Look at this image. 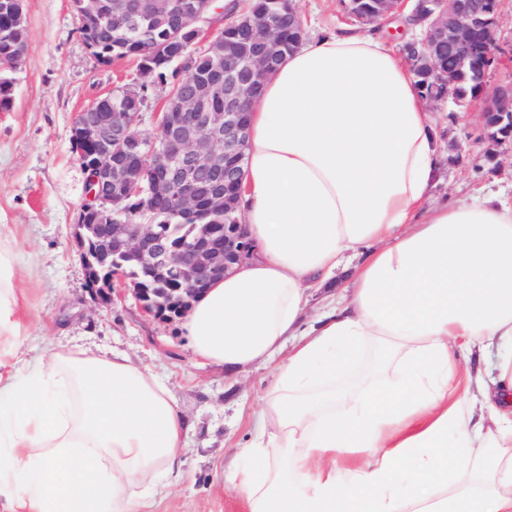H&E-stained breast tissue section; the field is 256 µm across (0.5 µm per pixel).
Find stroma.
Listing matches in <instances>:
<instances>
[{"mask_svg":"<svg viewBox=\"0 0 512 512\" xmlns=\"http://www.w3.org/2000/svg\"><path fill=\"white\" fill-rule=\"evenodd\" d=\"M305 36L340 25L357 27L340 0H296ZM29 47L14 74L9 107L0 109V224L8 225L0 248L9 251L22 282L23 349L29 361L82 346L116 352L147 367L186 417L180 478L159 477L154 512H244L224 486V469L249 438L250 415L272 382L271 367L227 369L201 363L180 320L146 315L132 291L111 305L95 301L72 231L86 201L85 175L71 142L76 112L97 97L132 84H146L148 107L136 125L155 138L152 119L165 84L141 75L129 61L98 65L77 30L72 0H23ZM500 62L488 86L512 80V0L499 15ZM444 143L438 204L455 203L477 190L512 187V146L489 147L481 101L432 104Z\"/></svg>","mask_w":512,"mask_h":512,"instance_id":"1","label":"stroma"}]
</instances>
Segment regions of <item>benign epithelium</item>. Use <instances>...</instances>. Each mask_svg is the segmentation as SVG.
Returning <instances> with one entry per match:
<instances>
[{
  "label": "benign epithelium",
  "mask_w": 512,
  "mask_h": 512,
  "mask_svg": "<svg viewBox=\"0 0 512 512\" xmlns=\"http://www.w3.org/2000/svg\"><path fill=\"white\" fill-rule=\"evenodd\" d=\"M215 0H184L161 5L156 0H123L116 9L130 24L144 18L166 19L179 13L180 23L170 29V41L181 42L184 30L194 33L185 57L175 56L182 73L192 53L210 51L217 42L224 10L213 7ZM381 10L365 13L355 9V0H345L346 13L366 24L378 23L407 0H380ZM502 0H415L408 19L425 26L416 52L408 58L415 70L435 77L429 97L456 99V85L473 74L481 86V117L484 131L496 145L512 144V81L492 89L486 87L487 71L499 62V9ZM242 34L241 48L219 61L212 74L195 83L192 91L174 87L163 100L158 135L146 153L149 164L139 159L129 128L140 117L134 112H114L110 97L98 98L76 113L72 143L92 145L97 161L82 167L86 175V211H116V218L104 224L75 225L79 255L85 271L99 261L98 242L112 254V265L103 275L102 287L89 289L99 299H111L116 281H130L143 309L160 317L159 303L150 299L149 289L132 275L125 262L139 261L158 283L168 289L185 313L209 286L248 260L254 241L244 224H204L191 237L177 242L158 231L148 217L140 224L119 219L124 203L148 192L153 196H174L179 209L195 212L203 194L229 198L239 184L240 165L247 148L248 109L261 82L281 59L282 23L260 24L242 15L236 22ZM484 64H478L477 54ZM450 57L451 68L444 66ZM224 90V111L213 108L215 91Z\"/></svg>",
  "instance_id": "benign-epithelium-1"
}]
</instances>
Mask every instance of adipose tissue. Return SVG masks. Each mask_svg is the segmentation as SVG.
Returning a JSON list of instances; mask_svg holds the SVG:
<instances>
[{
  "mask_svg": "<svg viewBox=\"0 0 512 512\" xmlns=\"http://www.w3.org/2000/svg\"><path fill=\"white\" fill-rule=\"evenodd\" d=\"M442 165L377 29L301 42L263 82L236 200L258 257L182 318L202 362L277 364L226 474L245 512H512V199L431 205ZM347 268L350 305L303 326L309 291ZM16 306L0 257V506L149 512L153 477L180 466L175 402L126 356L30 365Z\"/></svg>",
  "mask_w": 512,
  "mask_h": 512,
  "instance_id": "adipose-tissue-1",
  "label": "adipose tissue"
}]
</instances>
